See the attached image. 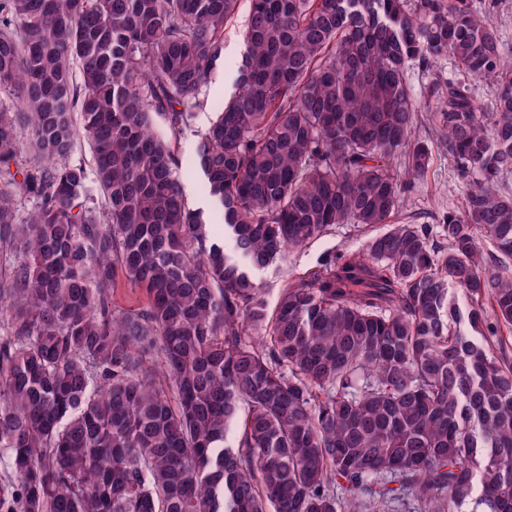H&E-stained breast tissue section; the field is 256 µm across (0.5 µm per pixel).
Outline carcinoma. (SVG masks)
Here are the masks:
<instances>
[{"mask_svg":"<svg viewBox=\"0 0 512 512\" xmlns=\"http://www.w3.org/2000/svg\"><path fill=\"white\" fill-rule=\"evenodd\" d=\"M238 3L0 0V512H512V59L491 9L249 0L235 91L184 163ZM444 57L458 76L415 93ZM439 146L466 192L437 242L394 218ZM336 224L391 228L269 309L259 274ZM456 74L454 64L450 58H442L438 60L433 67L427 70H419L417 68L411 70V83L415 90H419L421 86L428 83L433 77H454ZM213 119L214 114L208 108L193 110L189 125L184 129L176 144L177 153L183 161L189 156L190 150L196 142L198 135L208 128Z\"/></svg>","mask_w":512,"mask_h":512,"instance_id":"cac0c4a2","label":"carcinoma"}]
</instances>
